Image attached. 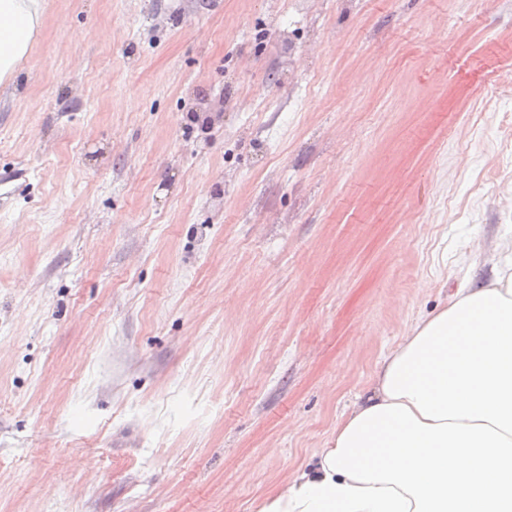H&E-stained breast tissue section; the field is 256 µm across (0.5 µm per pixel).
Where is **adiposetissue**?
Segmentation results:
<instances>
[{"label": "adipose tissue", "mask_w": 512, "mask_h": 512, "mask_svg": "<svg viewBox=\"0 0 512 512\" xmlns=\"http://www.w3.org/2000/svg\"><path fill=\"white\" fill-rule=\"evenodd\" d=\"M42 24V0H0V83ZM501 257L408 326L325 448L257 512H512V242Z\"/></svg>", "instance_id": "adipose-tissue-1"}]
</instances>
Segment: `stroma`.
<instances>
[{"label":"stroma","mask_w":512,"mask_h":512,"mask_svg":"<svg viewBox=\"0 0 512 512\" xmlns=\"http://www.w3.org/2000/svg\"><path fill=\"white\" fill-rule=\"evenodd\" d=\"M291 2L43 0L0 85V512H255L512 237L476 109L512 8Z\"/></svg>","instance_id":"stroma-1"}]
</instances>
